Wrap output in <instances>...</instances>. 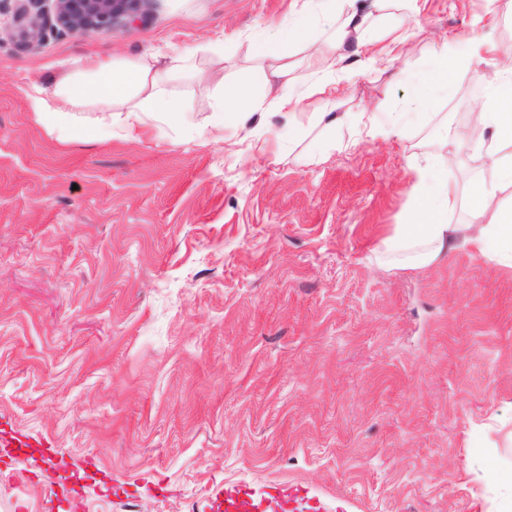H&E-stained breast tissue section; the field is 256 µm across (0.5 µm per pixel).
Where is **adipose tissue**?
Here are the masks:
<instances>
[{"instance_id": "ef3b65f1", "label": "adipose tissue", "mask_w": 512, "mask_h": 512, "mask_svg": "<svg viewBox=\"0 0 512 512\" xmlns=\"http://www.w3.org/2000/svg\"><path fill=\"white\" fill-rule=\"evenodd\" d=\"M418 13L417 0H304L288 15L250 30L249 50L266 63L270 75L257 80L225 84L213 103L223 125L256 133L250 118L269 112L290 115L303 99L323 92L326 73L348 72L337 44H346L358 64L388 68L399 55L397 46L408 39L407 30ZM336 29V41L323 42L310 54L314 68L310 79L291 78V59L310 41L313 31ZM392 32L391 44L379 46L382 32ZM466 56L454 53L449 42L439 45L419 79L416 102L431 108L437 93L448 91L460 70L491 61L498 83L488 85L486 103L470 113L462 130L443 136L439 151L426 165L414 169L415 184L410 219L395 225L383 241V251L400 254L416 266L436 263L443 255L466 250L502 268L512 269V205L502 194L512 187V46L475 35L468 40ZM197 48L173 50L164 66L136 62L115 68L112 62L88 60L85 74H62L51 86L31 84L27 97L32 112L46 127L65 126L72 112L99 106L120 108L128 129L143 126L176 111L165 87L176 73L194 68ZM475 156L481 170L468 181L466 198L458 196V179L452 166L460 154ZM465 208L466 222L455 220Z\"/></svg>"}]
</instances>
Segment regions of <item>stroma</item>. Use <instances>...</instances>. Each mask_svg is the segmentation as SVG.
Instances as JSON below:
<instances>
[{
  "instance_id": "stroma-1",
  "label": "stroma",
  "mask_w": 512,
  "mask_h": 512,
  "mask_svg": "<svg viewBox=\"0 0 512 512\" xmlns=\"http://www.w3.org/2000/svg\"><path fill=\"white\" fill-rule=\"evenodd\" d=\"M292 0H153L109 36L13 38L0 0V512H495L512 470V270L459 251L378 261L407 222L415 163L485 99L459 73L432 116L410 103L442 37L512 41L485 0H418L393 69L259 120L257 147L206 135L208 88L255 79L246 35ZM210 45L168 84L190 122L127 135L49 130L29 82L93 54L136 62ZM349 113L333 128L313 113ZM68 463V488L53 480ZM427 112H384L385 118L381 121L376 115L371 117L373 129L376 134L384 137L400 135L404 132L405 126L412 121L411 114L419 116Z\"/></svg>"
}]
</instances>
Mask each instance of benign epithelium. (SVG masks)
<instances>
[{
	"label": "benign epithelium",
	"mask_w": 512,
	"mask_h": 512,
	"mask_svg": "<svg viewBox=\"0 0 512 512\" xmlns=\"http://www.w3.org/2000/svg\"><path fill=\"white\" fill-rule=\"evenodd\" d=\"M54 17L39 8V0L19 6L20 25L15 37L30 44L42 39L46 31H68L81 35H110L121 17L133 22L141 8L152 0H54Z\"/></svg>",
	"instance_id": "obj_1"
}]
</instances>
